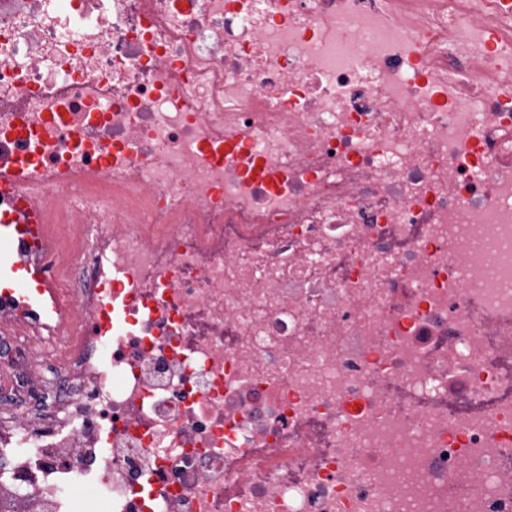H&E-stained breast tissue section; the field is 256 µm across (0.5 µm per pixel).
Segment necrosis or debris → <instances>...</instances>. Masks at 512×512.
<instances>
[{"instance_id":"1","label":"necrosis or debris","mask_w":512,"mask_h":512,"mask_svg":"<svg viewBox=\"0 0 512 512\" xmlns=\"http://www.w3.org/2000/svg\"><path fill=\"white\" fill-rule=\"evenodd\" d=\"M0 512H512V0H0ZM27 274H30V278ZM0 289L1 293L9 294L19 292L34 303H39L44 289L39 284L35 273H31L25 265L20 262H14L10 266L6 263L2 266V256L0 261Z\"/></svg>"}]
</instances>
